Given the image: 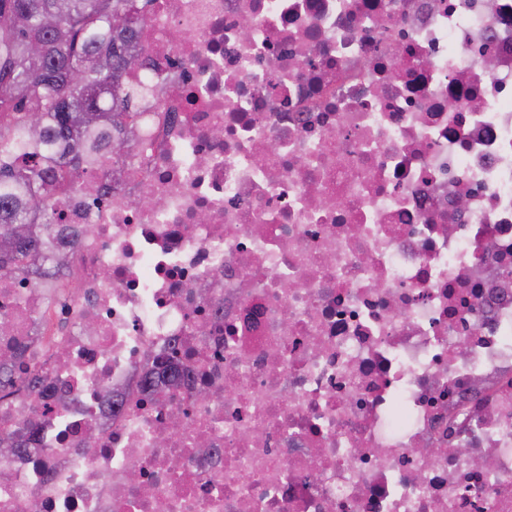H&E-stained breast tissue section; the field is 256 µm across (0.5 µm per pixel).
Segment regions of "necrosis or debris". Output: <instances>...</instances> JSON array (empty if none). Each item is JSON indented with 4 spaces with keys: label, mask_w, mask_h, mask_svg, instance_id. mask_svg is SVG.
I'll use <instances>...</instances> for the list:
<instances>
[{
    "label": "necrosis or debris",
    "mask_w": 512,
    "mask_h": 512,
    "mask_svg": "<svg viewBox=\"0 0 512 512\" xmlns=\"http://www.w3.org/2000/svg\"><path fill=\"white\" fill-rule=\"evenodd\" d=\"M141 40L72 287L0 278V512H512V0H151Z\"/></svg>",
    "instance_id": "obj_1"
}]
</instances>
